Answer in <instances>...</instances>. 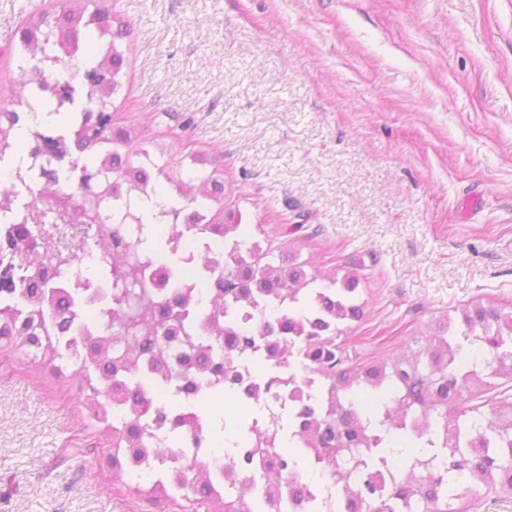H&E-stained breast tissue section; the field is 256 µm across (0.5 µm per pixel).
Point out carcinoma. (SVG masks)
Segmentation results:
<instances>
[{
  "mask_svg": "<svg viewBox=\"0 0 512 512\" xmlns=\"http://www.w3.org/2000/svg\"><path fill=\"white\" fill-rule=\"evenodd\" d=\"M131 28L112 12L110 0H62L56 14L39 11L18 30L21 55L12 76L14 102L33 111L34 88H48L39 62L47 59L80 77L87 88V101L95 111L86 113L75 141L81 163L73 176L85 183L90 168L117 172L122 162H139L144 153L132 127H115L110 120L114 96L126 76ZM16 111H0V153L15 152ZM160 179L147 194L155 208L191 211L199 206L210 213L206 225H183L181 236L199 231L224 238L222 286L208 295L199 317L200 333L186 330L185 310L192 296L181 290L176 268L166 276L172 292L182 303L166 308L155 288V278L145 272L158 252L144 235L139 221L132 248L113 255L106 238L98 241L102 273L123 271V288L108 312L103 333L84 336L87 351L76 363L87 391L86 405L94 417L107 424L112 439L113 478L131 477L128 456L144 458L155 448L177 463L179 440L157 442L149 426L140 422L151 387L132 382L128 376L150 369L154 382L178 402L179 376L168 370L172 356L165 338L176 328L184 331L183 347L199 363L201 392L222 393V386L206 377L208 366L224 360V374L232 372L234 356L221 340L239 328L230 316L239 307L254 311L248 334L266 343L278 355V366L296 376H314L322 383L321 395L302 408L305 425L288 440L256 431L257 449L263 460L261 481L265 494L254 493V479L241 480L232 456L231 436L212 460L194 459L182 464L187 476L175 483L164 480L151 490L172 498L184 491L204 501L220 503L224 512H311L308 498L284 487L282 469L314 470L307 458L293 452L308 449L319 461V473L340 488L335 512H455V503L476 499V487L512 495V401L495 391L497 380L512 381V310L493 304H474L461 314L434 323L430 332L414 336L415 347L402 354H386L366 364H355L345 348L336 343L338 324L359 321L366 302L360 294V279L347 273L342 278L317 284L307 263L292 252L278 262L251 244L241 230L243 214L224 210V171L219 160L201 152L172 153L158 145L151 154ZM108 198L92 192L74 203L59 190H39L40 214L51 212L66 224H93ZM24 214L16 227L17 249L27 274L55 271L62 260L42 252H28L31 231ZM28 319L16 328V307H0V339L38 348L42 359H66L71 345H62L52 333L58 319L67 314L59 289L46 283L39 293L20 294ZM287 331L291 339L282 336ZM437 457L448 478L427 471L429 458ZM396 468L389 488L377 490L365 482L374 464Z\"/></svg>",
  "mask_w": 512,
  "mask_h": 512,
  "instance_id": "1",
  "label": "carcinoma"
}]
</instances>
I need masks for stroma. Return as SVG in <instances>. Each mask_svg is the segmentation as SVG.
<instances>
[{
    "instance_id": "stroma-1",
    "label": "stroma",
    "mask_w": 512,
    "mask_h": 512,
    "mask_svg": "<svg viewBox=\"0 0 512 512\" xmlns=\"http://www.w3.org/2000/svg\"><path fill=\"white\" fill-rule=\"evenodd\" d=\"M59 0H0L16 31ZM131 24L117 125L224 154L225 208L314 273L349 271L359 357L479 300L512 306V0H112ZM71 373L0 340V512H207L113 481Z\"/></svg>"
}]
</instances>
